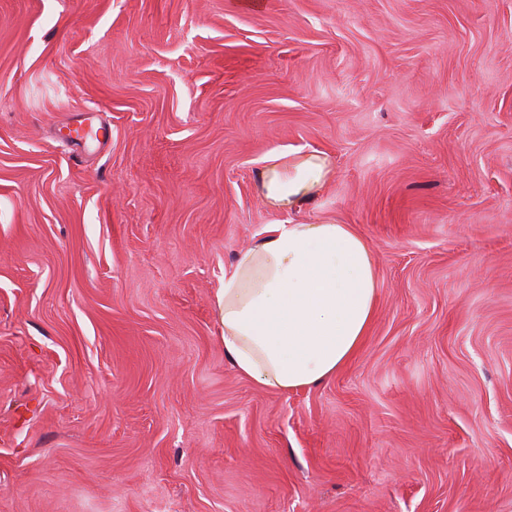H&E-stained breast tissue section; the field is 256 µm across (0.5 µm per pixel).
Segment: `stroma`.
<instances>
[{
  "mask_svg": "<svg viewBox=\"0 0 512 512\" xmlns=\"http://www.w3.org/2000/svg\"><path fill=\"white\" fill-rule=\"evenodd\" d=\"M259 2L0 0V512H512V0ZM301 147L379 288L281 394L216 293ZM263 163L258 182L262 198L269 206L288 212L300 210L335 175L329 154L317 149L273 150Z\"/></svg>",
  "mask_w": 512,
  "mask_h": 512,
  "instance_id": "1",
  "label": "stroma"
}]
</instances>
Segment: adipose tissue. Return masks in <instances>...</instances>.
<instances>
[{"mask_svg": "<svg viewBox=\"0 0 512 512\" xmlns=\"http://www.w3.org/2000/svg\"><path fill=\"white\" fill-rule=\"evenodd\" d=\"M263 163L260 194L281 210H300L335 175L317 149L273 150ZM378 287L372 248L350 225H270L224 272L216 296L224 353L237 373L275 392L327 381L360 349Z\"/></svg>", "mask_w": 512, "mask_h": 512, "instance_id": "ef3b65f1", "label": "adipose tissue"}]
</instances>
